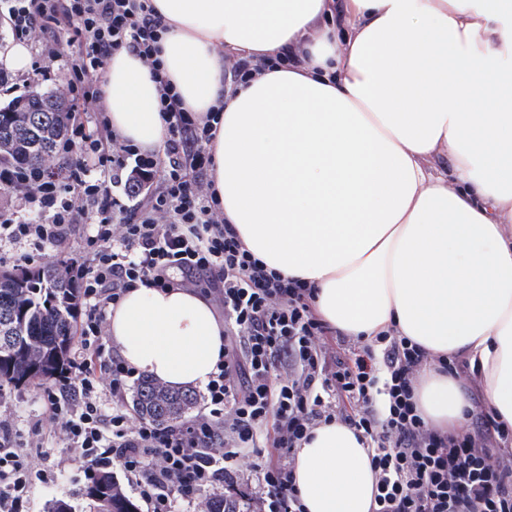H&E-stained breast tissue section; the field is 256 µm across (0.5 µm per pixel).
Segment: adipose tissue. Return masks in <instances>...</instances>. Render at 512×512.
<instances>
[{
	"label": "adipose tissue",
	"mask_w": 512,
	"mask_h": 512,
	"mask_svg": "<svg viewBox=\"0 0 512 512\" xmlns=\"http://www.w3.org/2000/svg\"><path fill=\"white\" fill-rule=\"evenodd\" d=\"M170 29L165 74L196 112L223 105L209 150L224 217L256 258L314 289L331 327L395 329L436 357L465 355L512 428V0H153ZM296 64L225 87L224 55ZM113 129L160 149L156 85L115 52ZM452 169L433 172L429 159ZM108 336L135 371L203 388L224 354L208 297L130 289ZM418 407L457 432L470 407L436 362ZM304 512H370L376 476L348 426L297 451Z\"/></svg>",
	"instance_id": "adipose-tissue-1"
}]
</instances>
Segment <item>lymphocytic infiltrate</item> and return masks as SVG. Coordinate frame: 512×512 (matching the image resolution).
<instances>
[{"label": "lymphocytic infiltrate", "mask_w": 512, "mask_h": 512, "mask_svg": "<svg viewBox=\"0 0 512 512\" xmlns=\"http://www.w3.org/2000/svg\"><path fill=\"white\" fill-rule=\"evenodd\" d=\"M0 19L35 56L34 80L64 65L59 92L69 104L54 169L0 167V185L24 204L0 210V243L16 247L0 264L62 255L82 315L77 349L42 386L47 420L15 431L11 390L0 385V512H21L33 483L49 479L28 451L53 439L67 449L57 469L118 466L149 512H180L220 487L224 512H303L296 453L333 421L368 440L371 512H512V430L478 402L470 431L436 429L415 399L429 362L421 346L391 330L368 341L335 333L312 288L267 270L225 221L208 150L219 116L189 109L163 76L167 26L151 0H0ZM118 50L159 85L161 150L112 129L102 85ZM79 224L85 237L74 248ZM176 283L209 290L224 318V355L205 388L207 412L161 425L128 413L141 377L106 349L105 325L129 288Z\"/></svg>", "instance_id": "obj_1"}]
</instances>
